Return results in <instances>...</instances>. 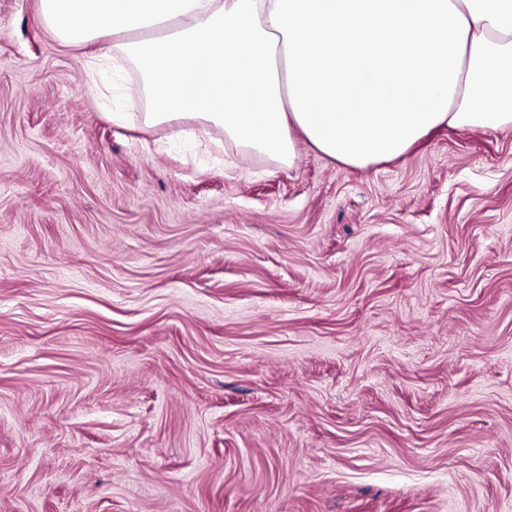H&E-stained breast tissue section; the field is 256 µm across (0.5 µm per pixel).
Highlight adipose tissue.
Returning <instances> with one entry per match:
<instances>
[{"label": "adipose tissue", "mask_w": 512, "mask_h": 512, "mask_svg": "<svg viewBox=\"0 0 512 512\" xmlns=\"http://www.w3.org/2000/svg\"><path fill=\"white\" fill-rule=\"evenodd\" d=\"M100 95L121 57L149 124L193 118L289 164L304 138L340 164L404 155L438 127H512V0H40Z\"/></svg>", "instance_id": "ef3b65f1"}]
</instances>
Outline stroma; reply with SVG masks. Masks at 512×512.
Segmentation results:
<instances>
[{
  "label": "stroma",
  "mask_w": 512,
  "mask_h": 512,
  "mask_svg": "<svg viewBox=\"0 0 512 512\" xmlns=\"http://www.w3.org/2000/svg\"><path fill=\"white\" fill-rule=\"evenodd\" d=\"M38 10L0 0V512H512V127L244 157Z\"/></svg>",
  "instance_id": "35a3bbf8"
}]
</instances>
